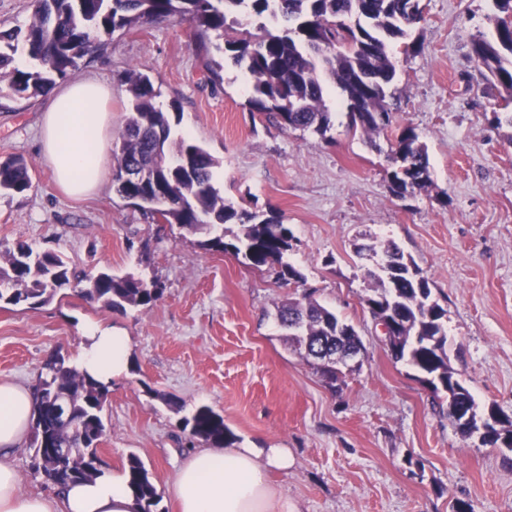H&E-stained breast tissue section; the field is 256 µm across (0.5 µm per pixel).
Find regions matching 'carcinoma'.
Instances as JSON below:
<instances>
[{"instance_id":"cac0c4a2","label":"carcinoma","mask_w":512,"mask_h":512,"mask_svg":"<svg viewBox=\"0 0 512 512\" xmlns=\"http://www.w3.org/2000/svg\"><path fill=\"white\" fill-rule=\"evenodd\" d=\"M251 29L231 34L239 17ZM178 17L192 23L199 46L214 33L224 39L216 50L229 56L251 78L249 110L282 129L311 131L326 138L333 113L326 104L327 86L343 99L353 132L372 135L391 125V84L396 75L392 44L409 36L423 20L420 0H35V10L24 28L0 29V74L9 76V90L25 99L47 93L55 79L75 69L79 60L98 51L103 34L130 32L146 24ZM31 65L20 67L16 54ZM473 57L487 72V80L512 97V28L471 42ZM129 116L116 149L112 180L117 194L162 224H176L199 245L211 251L243 254L257 268L280 267L279 276L300 274L284 261L294 239L280 216H265L226 203L213 184L218 160L205 148L185 138L171 137L169 113L157 105L159 91L151 78L136 70L124 76ZM412 156V172L389 175L390 193L398 198L427 190L431 184L427 150L411 127L404 128L392 145V161L405 152ZM131 168L148 171V179L133 183L125 178ZM30 167L21 156L0 160V195L25 194L32 187ZM238 224L235 233L227 225ZM382 252L395 270H367L370 281L364 303L375 320L396 317L400 330L389 350L407 360L430 384L448 392V418L464 403L475 400L448 363L444 310L431 302V290L419 268L395 245ZM71 288L87 302L109 310L148 307L163 289L133 273L100 271L95 275L71 269L53 250H37L20 243L0 251V304L35 309L52 302ZM278 321L301 317V337L286 336L294 349L305 345L336 346L359 339L354 326L320 304L313 292L287 299L277 307ZM34 390L33 442L35 468L62 488L101 474L98 445L105 433L103 409L110 385L96 381L56 354L46 364ZM61 391L83 433H72L43 397ZM192 437L212 448H227L234 436L224 418L208 406L198 407L185 420ZM67 448L62 463L41 459L44 440ZM126 471L139 512H157L161 495L139 457L130 455Z\"/></svg>"}]
</instances>
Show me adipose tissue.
<instances>
[{"mask_svg": "<svg viewBox=\"0 0 512 512\" xmlns=\"http://www.w3.org/2000/svg\"><path fill=\"white\" fill-rule=\"evenodd\" d=\"M110 90L89 77L55 88L41 120V152L57 185L68 195L84 196L108 180L106 108ZM73 366L102 382L131 368L130 338L122 330L88 324ZM32 392L0 380V512H137L125 472L106 470L69 485L59 494H23L12 457L30 429ZM292 464L287 449L203 447L177 469L171 492L179 512H300L296 503L269 481L273 470Z\"/></svg>", "mask_w": 512, "mask_h": 512, "instance_id": "obj_1", "label": "adipose tissue"}]
</instances>
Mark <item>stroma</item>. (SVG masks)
<instances>
[{
    "instance_id": "stroma-1",
    "label": "stroma",
    "mask_w": 512,
    "mask_h": 512,
    "mask_svg": "<svg viewBox=\"0 0 512 512\" xmlns=\"http://www.w3.org/2000/svg\"><path fill=\"white\" fill-rule=\"evenodd\" d=\"M424 19L398 59L394 130L415 129L427 147L432 186L406 199L388 190L389 141L350 132L338 97L327 138L254 122L248 73L225 63L208 79L189 22L177 19L104 37L68 80L112 87L111 140L129 112L130 68L175 109L174 136L220 160L226 201L280 215L294 241L298 282L277 279L243 256L202 249L178 226L155 224L106 182L75 199L54 183L38 130L45 96L0 93V158L22 156L33 186L0 196V251L23 242L61 252L70 267L108 268L158 280L147 308L108 311L67 292L36 308L0 307V379L35 388L54 354L73 358L83 324L121 329L133 363L113 380L98 446L103 468L137 455L176 512L169 488L197 448L184 424L212 408L245 446L288 449L293 464L272 482L302 512H512V452L477 446L448 420L444 390L395 360L364 297L373 265L365 247L393 243L412 257L445 310L449 363L480 409L512 417V100L488 88L471 41L493 31L491 0H421ZM358 331L365 351L336 386L289 347L280 301L304 289Z\"/></svg>"
}]
</instances>
